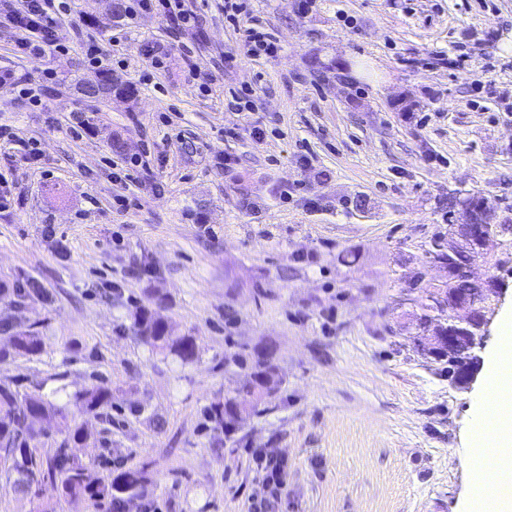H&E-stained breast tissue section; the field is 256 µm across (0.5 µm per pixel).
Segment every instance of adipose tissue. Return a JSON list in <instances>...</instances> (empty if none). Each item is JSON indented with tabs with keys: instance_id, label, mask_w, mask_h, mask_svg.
<instances>
[{
	"instance_id": "obj_1",
	"label": "adipose tissue",
	"mask_w": 512,
	"mask_h": 512,
	"mask_svg": "<svg viewBox=\"0 0 512 512\" xmlns=\"http://www.w3.org/2000/svg\"><path fill=\"white\" fill-rule=\"evenodd\" d=\"M472 439L496 450L494 463L478 460L469 512H512V316L504 317L498 347L487 358L481 409Z\"/></svg>"
}]
</instances>
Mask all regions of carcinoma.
Listing matches in <instances>:
<instances>
[{"instance_id": "1", "label": "carcinoma", "mask_w": 512, "mask_h": 512, "mask_svg": "<svg viewBox=\"0 0 512 512\" xmlns=\"http://www.w3.org/2000/svg\"><path fill=\"white\" fill-rule=\"evenodd\" d=\"M431 255L449 266L448 304L471 301L482 303V285L467 272L463 252L458 250L450 255L436 243ZM0 295L10 297L13 303L20 305L27 299L42 296V293L40 286L32 281L26 291L21 288L10 290L0 287ZM134 326L144 344L166 351L183 363H191L196 359L197 350L193 337L174 334L158 311L146 307L140 309L135 315ZM3 331L9 338L10 348H1L0 358L12 354L36 355L43 348L42 336L30 327L11 324L5 326ZM475 347L476 339L464 337L451 348L442 345V357L453 366L464 369L474 361ZM274 387V369L268 365L254 375L246 389L215 407L218 420L221 421L227 416L236 418L239 412L256 408L272 393ZM111 407L112 388L96 385L55 408L53 414L64 431L77 438L81 429L73 424V412L98 417ZM48 408L49 405L39 395L22 394L7 386H0V451L11 462L14 491L37 500L34 512H55L50 504L40 502L39 492L35 491L36 485L44 480L59 481L58 492L63 497L94 495L106 501L110 509L120 510L126 502L143 496L146 483L143 471L129 468L118 473L109 484L96 486L88 480L83 466L70 462L63 448L55 449L49 456L47 469H42L34 449L30 448V441L38 436L35 420L46 415Z\"/></svg>"}]
</instances>
